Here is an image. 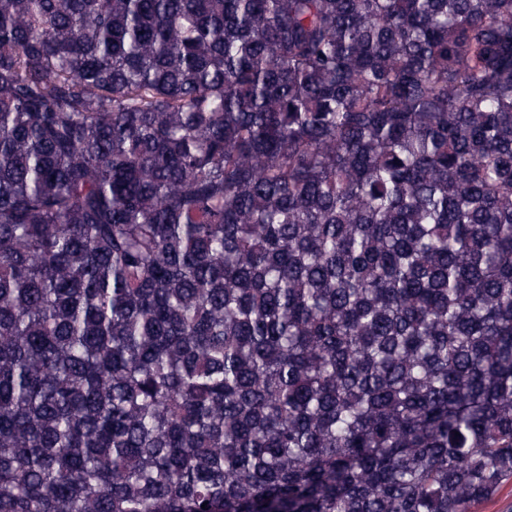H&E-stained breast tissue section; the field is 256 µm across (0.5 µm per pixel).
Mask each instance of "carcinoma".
<instances>
[{"label":"carcinoma","mask_w":512,"mask_h":512,"mask_svg":"<svg viewBox=\"0 0 512 512\" xmlns=\"http://www.w3.org/2000/svg\"><path fill=\"white\" fill-rule=\"evenodd\" d=\"M510 479L512 0H0V512Z\"/></svg>","instance_id":"1"}]
</instances>
